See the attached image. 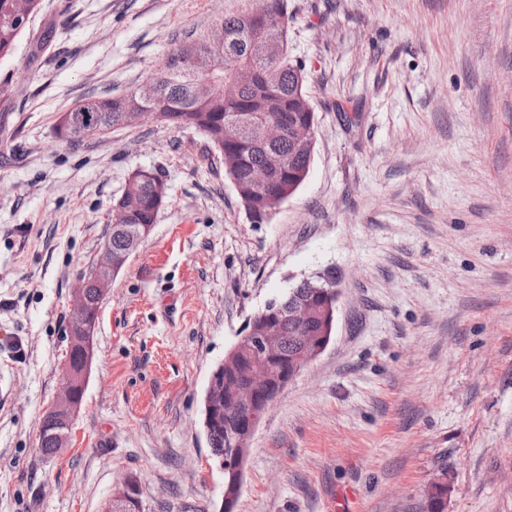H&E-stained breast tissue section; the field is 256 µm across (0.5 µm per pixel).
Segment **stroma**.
Returning a JSON list of instances; mask_svg holds the SVG:
<instances>
[{
    "label": "stroma",
    "instance_id": "1",
    "mask_svg": "<svg viewBox=\"0 0 512 512\" xmlns=\"http://www.w3.org/2000/svg\"><path fill=\"white\" fill-rule=\"evenodd\" d=\"M256 0H43L0 60V512H221L213 369L301 281L333 286L327 348L254 433L235 512H512V0H288L315 110L306 181L251 223L207 139L152 120L57 138L177 39ZM169 188L112 281L70 443L61 385L78 279L136 170ZM73 386L74 380L72 375L65 371L62 377L60 392L48 411L52 414L64 413L66 421L63 415L54 417L46 413L40 422L39 449L46 458L54 457L63 445L66 447L68 444L72 422L80 409V402L83 400L85 389L80 385L74 387L75 396L79 401L77 402L73 396ZM66 423V431L60 436L62 441V446L60 447L58 435Z\"/></svg>",
    "mask_w": 512,
    "mask_h": 512
}]
</instances>
